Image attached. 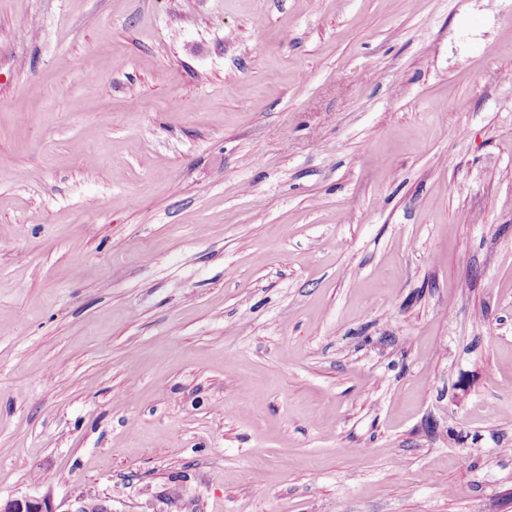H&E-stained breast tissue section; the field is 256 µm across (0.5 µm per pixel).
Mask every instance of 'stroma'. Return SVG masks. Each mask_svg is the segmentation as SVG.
Returning a JSON list of instances; mask_svg holds the SVG:
<instances>
[{
  "label": "stroma",
  "mask_w": 512,
  "mask_h": 512,
  "mask_svg": "<svg viewBox=\"0 0 512 512\" xmlns=\"http://www.w3.org/2000/svg\"><path fill=\"white\" fill-rule=\"evenodd\" d=\"M512 512V0H0V499Z\"/></svg>",
  "instance_id": "obj_1"
}]
</instances>
